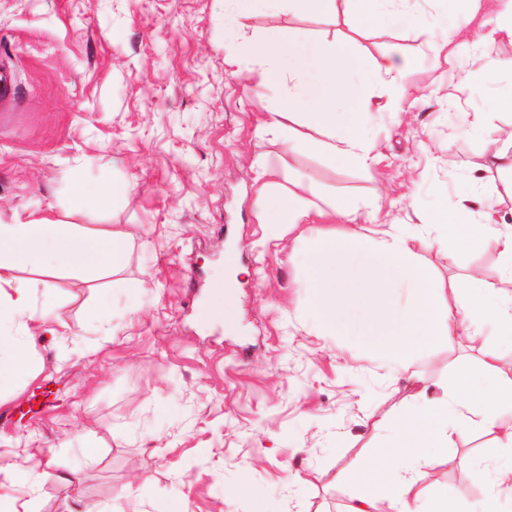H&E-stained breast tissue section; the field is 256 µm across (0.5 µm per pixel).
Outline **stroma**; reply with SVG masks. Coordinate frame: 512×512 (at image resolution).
Segmentation results:
<instances>
[{
    "label": "stroma",
    "mask_w": 512,
    "mask_h": 512,
    "mask_svg": "<svg viewBox=\"0 0 512 512\" xmlns=\"http://www.w3.org/2000/svg\"><path fill=\"white\" fill-rule=\"evenodd\" d=\"M498 0L441 19L440 0H406L404 13L429 24L410 32L350 26L343 15H257L260 32L330 30L366 60L394 48L414 64L398 84L412 98L400 113L374 114L378 164L363 171L314 152L288 150L256 127L278 103L258 76L235 75L227 60L223 0H0V67L12 73L11 117L0 123V220L59 210L74 175L130 181L113 208L87 216L133 236L126 287L56 280L58 324L77 327L86 301L112 310L111 333L33 338L35 380L0 395L3 467L42 448L54 472L36 487L11 486L34 512H346L361 487L352 474L379 456L381 427L422 398L453 386L470 367L472 396L489 385L482 362L501 354L512 370V338L484 348L453 342L417 352L408 369L384 364L366 346L319 328L310 317L313 246L287 226L260 223L254 163L301 175L329 197L379 199L381 224H425L436 205L466 190L499 196L496 220L512 225V176L500 170L502 140L464 132L463 115L487 114L512 127V69L485 82L475 61L512 59V42L485 41ZM457 44L450 60L431 44ZM120 165H113V158ZM421 256L446 290L473 271L495 286L507 276L493 245H470L427 227ZM235 256L227 265L225 256ZM233 277L235 324H206L202 305L215 279ZM93 441L97 463L81 446ZM489 438L469 439L435 459L426 490L462 488L470 512L493 492L474 484L461 457L481 461ZM248 477L253 496L237 491Z\"/></svg>",
    "instance_id": "obj_1"
}]
</instances>
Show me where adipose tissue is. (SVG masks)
<instances>
[{
    "mask_svg": "<svg viewBox=\"0 0 512 512\" xmlns=\"http://www.w3.org/2000/svg\"><path fill=\"white\" fill-rule=\"evenodd\" d=\"M394 0H224V35L236 52L230 63L237 74H259L278 92L281 107L257 126L260 136L281 139L294 151H316L348 167L367 169L376 162L366 129L373 112L401 111L405 95L376 102L362 90L373 74L398 79L412 60L396 49L382 51L370 65L354 63L351 45L327 35L284 30L261 39L249 33L247 18L256 12L315 15L344 10L357 21L396 23ZM260 186L256 208L262 223L284 224L298 239L314 245L310 279L321 327L357 337L390 364L406 365L417 351L449 341L483 343L487 330L512 335V291L470 276L462 285L463 304L450 306L433 269L420 261L421 232L397 227L367 237L355 231L336 234L335 221L355 222L350 202L326 198L301 178L280 177L273 164L256 163ZM131 183L95 184L83 176L71 182L61 213H45L0 222V320L18 319L48 325L37 298L52 301L55 279L66 272L82 283L124 273L130 257V236L124 225L96 230L80 216L100 211L125 197ZM430 225L452 228L472 243H493L512 276V225L495 219L492 197L474 202L462 195L454 205L439 204ZM498 354L484 363L491 388L474 398L468 377L460 375L449 395L406 410L391 429L381 462L361 475L371 491L358 496L349 512H463L464 492L441 486L424 496L421 482L427 466L455 447L471 428L492 435L484 450L496 462L494 473L462 460L472 483L492 480L497 491L512 494V463L499 465L512 449V429L499 420L502 406H512V376L499 367ZM30 336L0 333V388L33 376Z\"/></svg>",
    "mask_w": 512,
    "mask_h": 512,
    "instance_id": "1",
    "label": "adipose tissue"
}]
</instances>
